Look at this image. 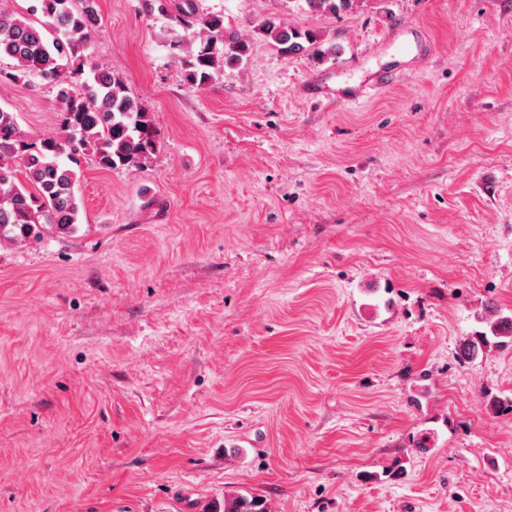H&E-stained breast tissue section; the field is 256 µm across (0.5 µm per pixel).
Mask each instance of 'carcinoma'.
Instances as JSON below:
<instances>
[{
	"instance_id": "obj_1",
	"label": "carcinoma",
	"mask_w": 512,
	"mask_h": 512,
	"mask_svg": "<svg viewBox=\"0 0 512 512\" xmlns=\"http://www.w3.org/2000/svg\"><path fill=\"white\" fill-rule=\"evenodd\" d=\"M12 0H0V59L12 61L0 80H46L55 91L60 116L54 136L31 138L20 129L17 115L0 107V238L39 240L44 233L73 235L78 231L82 199L73 167L89 152L98 168L138 167L156 151L151 119L130 96L123 75L112 70L85 71V51L100 23L96 0H36L35 21L18 12ZM355 0H305L317 14L352 9ZM184 29L195 30L187 44L171 45L191 91L214 83L224 68L240 64L251 39L224 27V16L198 10L196 0H145ZM260 34L287 55L316 42L312 32L289 29L274 19L259 25ZM466 337L458 359L472 363L494 350H512V315L496 311L478 320ZM492 413H512V396L485 394ZM211 512H268L260 495L224 496V508Z\"/></svg>"
}]
</instances>
